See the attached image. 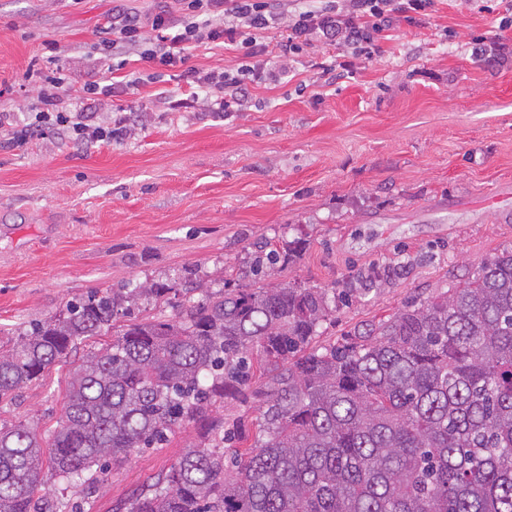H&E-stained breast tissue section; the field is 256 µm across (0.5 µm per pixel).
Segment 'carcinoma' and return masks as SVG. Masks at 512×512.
<instances>
[{"instance_id": "cac0c4a2", "label": "carcinoma", "mask_w": 512, "mask_h": 512, "mask_svg": "<svg viewBox=\"0 0 512 512\" xmlns=\"http://www.w3.org/2000/svg\"><path fill=\"white\" fill-rule=\"evenodd\" d=\"M181 296L170 318L142 298ZM336 289L211 290L200 278L90 291L0 349V401L77 343L56 427L0 428V512H43L46 481L93 486L107 461L198 425L199 442L126 512H512V250L466 280L311 346ZM262 381L254 442L217 408Z\"/></svg>"}]
</instances>
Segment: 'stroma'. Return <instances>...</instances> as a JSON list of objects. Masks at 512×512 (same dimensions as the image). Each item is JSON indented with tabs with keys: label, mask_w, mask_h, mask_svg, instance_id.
I'll use <instances>...</instances> for the list:
<instances>
[{
	"label": "stroma",
	"mask_w": 512,
	"mask_h": 512,
	"mask_svg": "<svg viewBox=\"0 0 512 512\" xmlns=\"http://www.w3.org/2000/svg\"><path fill=\"white\" fill-rule=\"evenodd\" d=\"M159 0H0V110L32 121L41 84L59 75L71 111L85 83L111 76L100 49L115 10L153 15ZM512 0H437L430 15L379 37L354 73L343 43L304 48L279 83L256 85L242 112L193 99L177 69L139 56L124 73L163 79L98 96L97 123L128 118L121 141L92 146L56 130L21 144L0 135V348L87 292L195 273L212 288L299 283L345 289L375 270L318 330L316 344L388 318L512 249ZM222 42L186 64L242 65ZM300 238L293 263L253 274L260 246ZM82 341L0 404V427L54 429L70 368L107 344ZM196 437L133 450L103 482H49L53 512H117Z\"/></svg>",
	"instance_id": "obj_1"
}]
</instances>
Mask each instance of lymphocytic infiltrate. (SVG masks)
Segmentation results:
<instances>
[{
    "instance_id": "f902f5d3",
    "label": "lymphocytic infiltrate",
    "mask_w": 512,
    "mask_h": 512,
    "mask_svg": "<svg viewBox=\"0 0 512 512\" xmlns=\"http://www.w3.org/2000/svg\"><path fill=\"white\" fill-rule=\"evenodd\" d=\"M180 16L160 8L149 18L119 12L103 39L107 54L140 53L143 59L164 67L183 66V80L212 99L218 111L241 107L247 93L243 78L229 72H203L185 67L186 52L197 44L222 40L242 51L244 58H255L266 51L258 35L270 25L287 20L284 51L295 54L312 40L334 43L343 38L354 56L370 54L382 33L400 20L414 21L428 14L436 0H325L318 7L286 10L282 0H178ZM63 78L48 76L40 97V108L29 125L10 130L11 141L21 142L36 130L56 129L78 144L111 141V129L91 122L87 112L70 111L61 90Z\"/></svg>"
}]
</instances>
